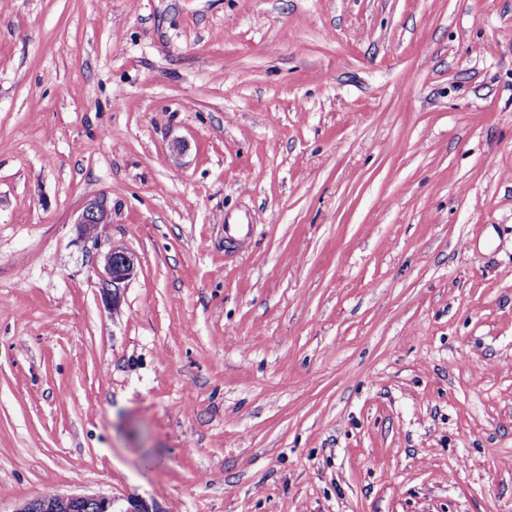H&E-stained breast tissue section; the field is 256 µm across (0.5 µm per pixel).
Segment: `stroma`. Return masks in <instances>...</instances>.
Listing matches in <instances>:
<instances>
[{
	"instance_id": "1",
	"label": "stroma",
	"mask_w": 512,
	"mask_h": 512,
	"mask_svg": "<svg viewBox=\"0 0 512 512\" xmlns=\"http://www.w3.org/2000/svg\"><path fill=\"white\" fill-rule=\"evenodd\" d=\"M49 492L512 512V0H0V512ZM110 221V212L103 201L89 203L75 224L83 230L94 224H106ZM135 268L136 257L126 249L113 246L105 255L101 289L105 300L112 306L120 302L121 291L133 277Z\"/></svg>"
}]
</instances>
